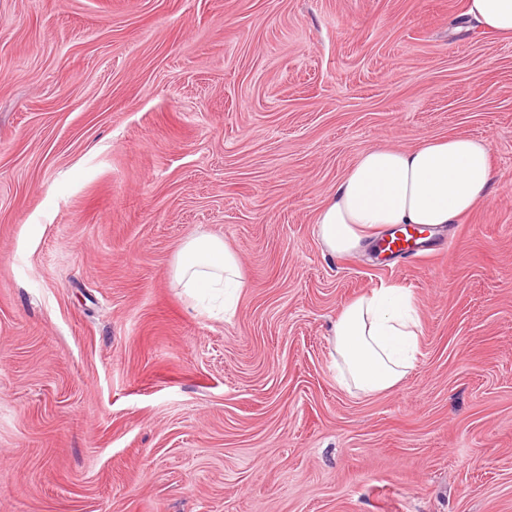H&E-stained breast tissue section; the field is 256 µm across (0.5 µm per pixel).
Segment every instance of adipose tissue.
Instances as JSON below:
<instances>
[{"label":"adipose tissue","mask_w":512,"mask_h":512,"mask_svg":"<svg viewBox=\"0 0 512 512\" xmlns=\"http://www.w3.org/2000/svg\"><path fill=\"white\" fill-rule=\"evenodd\" d=\"M466 12L488 31L512 35V0H467ZM491 182L490 146L483 140L453 135L407 150L369 147L319 211L320 243L342 255L360 248L374 227L455 223L481 203ZM174 277L192 295L222 292L228 309L243 286L237 255L217 236L184 242ZM421 333L404 289L375 288L353 300L331 330L341 384L364 394L390 391L413 369Z\"/></svg>","instance_id":"obj_1"}]
</instances>
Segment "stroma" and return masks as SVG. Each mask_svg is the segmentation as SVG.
I'll use <instances>...</instances> for the list:
<instances>
[{"label": "stroma", "instance_id": "35a3bbf8", "mask_svg": "<svg viewBox=\"0 0 512 512\" xmlns=\"http://www.w3.org/2000/svg\"><path fill=\"white\" fill-rule=\"evenodd\" d=\"M465 0H0V512H512V36ZM467 135L492 187L443 254L332 256L366 148ZM223 238L245 288L174 278ZM413 296L392 391L331 325ZM421 323L409 292L373 288L347 304L332 325L340 383L364 394L396 387L413 369Z\"/></svg>", "mask_w": 512, "mask_h": 512}]
</instances>
